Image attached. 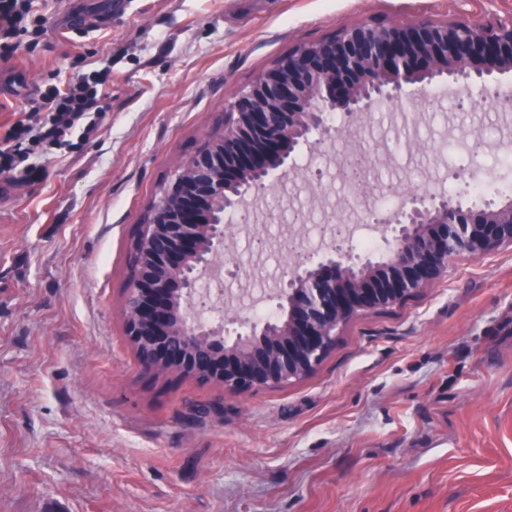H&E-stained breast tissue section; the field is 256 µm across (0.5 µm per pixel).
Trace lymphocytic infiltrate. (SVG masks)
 <instances>
[{
  "label": "lymphocytic infiltrate",
  "instance_id": "f902f5d3",
  "mask_svg": "<svg viewBox=\"0 0 512 512\" xmlns=\"http://www.w3.org/2000/svg\"><path fill=\"white\" fill-rule=\"evenodd\" d=\"M44 20L38 0H0V59L10 60L22 38L40 37ZM111 83V66L78 70L64 87H48L31 100L0 136V175L16 186L41 183L45 169L32 154L72 148L77 131L91 132L103 89Z\"/></svg>",
  "mask_w": 512,
  "mask_h": 512
}]
</instances>
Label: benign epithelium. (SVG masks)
<instances>
[{"instance_id": "benign-epithelium-1", "label": "benign epithelium", "mask_w": 512, "mask_h": 512, "mask_svg": "<svg viewBox=\"0 0 512 512\" xmlns=\"http://www.w3.org/2000/svg\"><path fill=\"white\" fill-rule=\"evenodd\" d=\"M512 70V17H415L404 24L369 19L336 34L301 42L259 72L230 101L223 125L206 138L149 206L131 242L125 336L151 374L176 373L246 392L310 374L342 326L391 308L444 277L451 257H481L512 246V202L463 207L432 192L412 196L395 213L375 218L392 247L381 263H356L343 241L326 261L297 259L277 286L285 319L250 323L228 343L224 325L196 320L198 282L224 245L226 215L265 196L269 173L293 167L297 148L314 155L332 147L328 120L402 102L406 89L426 93L439 78L466 90L489 86ZM344 210L359 218L367 195L344 181Z\"/></svg>"}]
</instances>
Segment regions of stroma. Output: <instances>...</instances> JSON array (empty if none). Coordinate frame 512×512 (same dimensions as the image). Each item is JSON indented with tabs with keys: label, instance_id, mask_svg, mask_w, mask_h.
I'll return each instance as SVG.
<instances>
[{
	"label": "stroma",
	"instance_id": "35a3bbf8",
	"mask_svg": "<svg viewBox=\"0 0 512 512\" xmlns=\"http://www.w3.org/2000/svg\"><path fill=\"white\" fill-rule=\"evenodd\" d=\"M45 33L0 61V124L81 57L111 58L96 130L46 160L42 183L0 176V512H512V247L451 259L402 305L346 324L309 376L237 393L145 373L124 334L129 245L165 183L253 77L304 41L367 18L512 15V0H49ZM428 110L375 112L289 186L305 233L339 210L345 154L376 146L408 197L437 191L465 133L493 164L512 111L463 112L439 80ZM289 221L236 214L222 261L246 290L290 259Z\"/></svg>",
	"mask_w": 512,
	"mask_h": 512
}]
</instances>
